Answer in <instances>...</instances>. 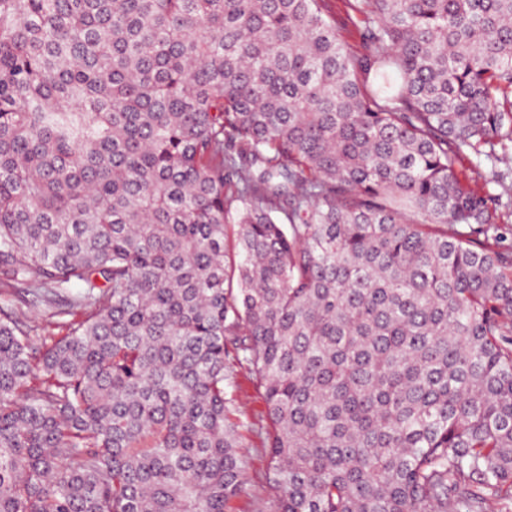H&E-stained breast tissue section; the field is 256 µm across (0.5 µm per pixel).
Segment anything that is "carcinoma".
I'll return each mask as SVG.
<instances>
[{"label": "carcinoma", "instance_id": "carcinoma-1", "mask_svg": "<svg viewBox=\"0 0 512 512\" xmlns=\"http://www.w3.org/2000/svg\"><path fill=\"white\" fill-rule=\"evenodd\" d=\"M346 7L0 0V512H232L242 372L253 512H512V0ZM329 11L336 19V26L340 30L343 41L349 46H355L360 42V33L349 23L346 16V4L344 0H327ZM457 169L460 176L466 177L475 190L484 195L499 198V202H496L499 204L497 207L501 217L502 231L504 233L502 245L506 248L512 247V172L507 175L506 166L504 164H499L498 168H494L490 162L483 158L479 169L482 177H478L477 174L473 173V168L466 161L463 165H459ZM495 171L506 173L507 178H505L506 176L504 177V183H501V181L498 183L497 180H495V176L493 175ZM502 185L508 188H510L511 185L509 195L504 193ZM67 310L61 307L48 309L42 305L23 306L21 309V319L25 325L35 331L34 333H42L44 331L58 333L61 331L64 323L73 318V316L68 315ZM236 396L243 403L251 422L255 424H266L264 402L254 391L252 381L246 373H240L238 375ZM240 452L249 461L250 481L245 491L233 502L234 512H251V502L255 497L267 496L265 476L271 468V460L267 448L261 446L260 440L253 434L243 433Z\"/></svg>", "mask_w": 512, "mask_h": 512}]
</instances>
